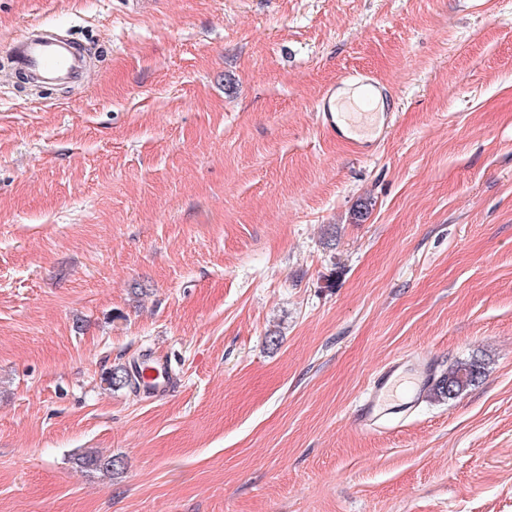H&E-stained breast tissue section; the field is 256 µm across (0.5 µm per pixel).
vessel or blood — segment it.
<instances>
[{
    "instance_id": "vessel-or-blood-1",
    "label": "vessel or blood",
    "mask_w": 512,
    "mask_h": 512,
    "mask_svg": "<svg viewBox=\"0 0 512 512\" xmlns=\"http://www.w3.org/2000/svg\"><path fill=\"white\" fill-rule=\"evenodd\" d=\"M6 56L13 75L29 79L44 89L78 84L88 76L87 57L82 46L61 29L36 24L11 41ZM320 124L331 137L350 143L357 154L369 155L384 138L393 121L389 112L346 113L336 109V89L328 87L316 104ZM411 366L394 359L373 378L363 401L354 413L355 424L363 430L393 428L411 414L417 397L435 370L431 354H412ZM144 392L165 397L174 390L172 371L164 355L146 356Z\"/></svg>"
}]
</instances>
